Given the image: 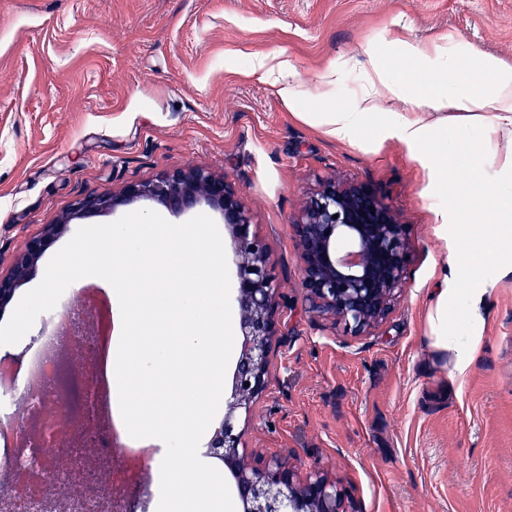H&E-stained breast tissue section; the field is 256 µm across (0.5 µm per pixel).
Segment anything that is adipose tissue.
I'll use <instances>...</instances> for the list:
<instances>
[{"mask_svg":"<svg viewBox=\"0 0 512 512\" xmlns=\"http://www.w3.org/2000/svg\"><path fill=\"white\" fill-rule=\"evenodd\" d=\"M396 99L405 100V112H384L380 105ZM305 118L336 140L352 142L366 128L417 147L431 146L434 153L464 152L471 166H480L493 135L508 137L502 168L512 175V72L502 70L491 58L481 59L477 69L447 66L445 71H431L416 84L392 77L380 66L365 75L363 91L352 109L322 106L307 112ZM470 129L478 137L468 148H461L459 133ZM512 213V178L502 188L497 209L491 210L485 223L475 225L472 237L484 240V259L491 260L512 251V224L499 214ZM486 288L471 289L462 302L457 319L472 330L468 336H453L448 331V291L440 289L428 313L432 344L448 357V376L463 380L481 343L476 331L483 322Z\"/></svg>","mask_w":512,"mask_h":512,"instance_id":"ef3b65f1","label":"adipose tissue"}]
</instances>
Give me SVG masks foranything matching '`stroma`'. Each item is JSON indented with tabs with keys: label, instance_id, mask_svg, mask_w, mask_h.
Returning a JSON list of instances; mask_svg holds the SVG:
<instances>
[{
	"label": "stroma",
	"instance_id": "stroma-1",
	"mask_svg": "<svg viewBox=\"0 0 512 512\" xmlns=\"http://www.w3.org/2000/svg\"><path fill=\"white\" fill-rule=\"evenodd\" d=\"M403 43L512 71V0H0V274L84 195L188 167L226 177L283 293L248 448L322 469L359 512H512V256L484 269L464 381L434 358L427 322L435 289L471 286L452 271L470 222L456 187L478 179L493 202L500 158L476 170L370 131L339 142L301 116L349 106L377 63L412 72ZM283 61L302 90L293 108L274 86ZM326 178L386 197L407 226L406 287L360 335L299 287L293 225ZM116 219L67 224L0 323L79 228Z\"/></svg>",
	"mask_w": 512,
	"mask_h": 512
}]
</instances>
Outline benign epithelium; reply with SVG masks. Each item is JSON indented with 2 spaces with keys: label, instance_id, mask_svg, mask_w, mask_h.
<instances>
[{
  "label": "benign epithelium",
  "instance_id": "benign-epithelium-1",
  "mask_svg": "<svg viewBox=\"0 0 512 512\" xmlns=\"http://www.w3.org/2000/svg\"><path fill=\"white\" fill-rule=\"evenodd\" d=\"M142 199L176 213L204 202L218 210L238 256L236 301L240 312V353L224 422L207 445L224 460L242 512H355L344 505L336 482L314 472L301 479L288 458L250 456L243 441L254 403L270 381L269 355L278 336L280 284L264 267L263 248L250 238L248 210L223 177L193 167L153 181L133 183L118 194H89L61 219L43 225L27 240L11 273L0 276V306L8 303L57 238L75 219L109 213ZM300 251V288L312 312L330 316L360 333L380 324L406 283V226L380 195L334 180L320 183L301 218L293 224Z\"/></svg>",
  "mask_w": 512,
  "mask_h": 512
}]
</instances>
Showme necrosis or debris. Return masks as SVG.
<instances>
[{"label":"necrosis or debris","instance_id":"necrosis-or-debris-1","mask_svg":"<svg viewBox=\"0 0 512 512\" xmlns=\"http://www.w3.org/2000/svg\"><path fill=\"white\" fill-rule=\"evenodd\" d=\"M88 303L61 301L41 344L31 352L15 386L25 393L31 432L14 437L18 416L0 410V476L12 479V495L0 500V512H122L133 488L140 486L138 467H115L112 421L100 397L77 398L72 379L89 380L98 358L94 336L81 332ZM71 401L79 424L62 458L47 459L44 450L55 438L59 409Z\"/></svg>","mask_w":512,"mask_h":512}]
</instances>
